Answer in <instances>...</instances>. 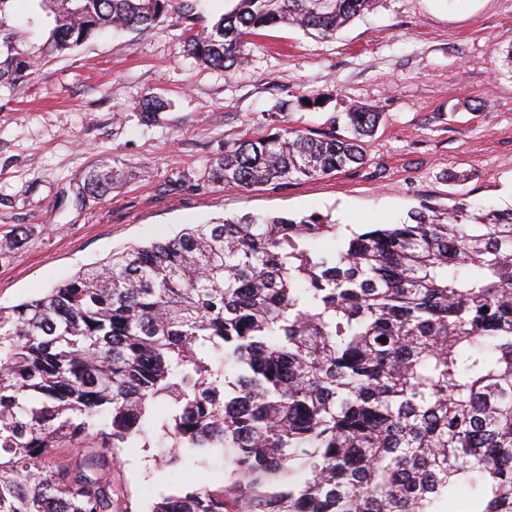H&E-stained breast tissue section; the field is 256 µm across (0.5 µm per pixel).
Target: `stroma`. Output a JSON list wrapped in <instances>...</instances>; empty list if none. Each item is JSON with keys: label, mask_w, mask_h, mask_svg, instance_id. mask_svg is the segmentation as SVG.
I'll return each mask as SVG.
<instances>
[{"label": "stroma", "mask_w": 512, "mask_h": 512, "mask_svg": "<svg viewBox=\"0 0 512 512\" xmlns=\"http://www.w3.org/2000/svg\"><path fill=\"white\" fill-rule=\"evenodd\" d=\"M177 16L142 32H105L41 66L0 107V307L45 294L81 268L135 244L223 216L319 213L359 228L398 224L422 201L512 209V0H376L333 38L279 26L251 37L248 61L211 69L188 58ZM168 109L151 125L145 93ZM316 94L320 106H298ZM289 103L300 126L372 105L385 120L362 166L248 190L199 188L207 159L270 133ZM108 162L124 183L84 208L71 188ZM120 448L112 473L131 512L184 486L215 489L228 461L183 449Z\"/></svg>", "instance_id": "35a3bbf8"}]
</instances>
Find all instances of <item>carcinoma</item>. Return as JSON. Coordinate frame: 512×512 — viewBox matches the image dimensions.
<instances>
[{"label": "carcinoma", "mask_w": 512, "mask_h": 512, "mask_svg": "<svg viewBox=\"0 0 512 512\" xmlns=\"http://www.w3.org/2000/svg\"><path fill=\"white\" fill-rule=\"evenodd\" d=\"M12 2L0 90L42 56L168 15H182L188 57L220 69L246 62L259 31L329 38L373 0H238L200 30L189 0H36L37 55ZM137 108L155 122L166 105L146 93ZM268 118L277 132L224 146L200 182L246 190L360 166L382 113L335 115L327 131ZM121 184L92 167L72 204ZM323 237L335 247L317 248ZM160 398L162 465L191 448L231 470L151 512H512V212L426 200L348 236L316 213L226 217L0 308V512H129L115 449L151 447ZM466 483L475 495L458 494Z\"/></svg>", "instance_id": "obj_1"}]
</instances>
